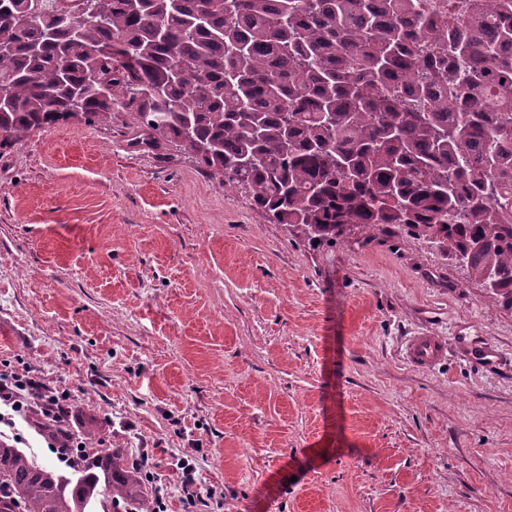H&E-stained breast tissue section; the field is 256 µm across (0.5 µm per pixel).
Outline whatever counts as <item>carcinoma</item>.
Segmentation results:
<instances>
[{
	"label": "carcinoma",
	"mask_w": 512,
	"mask_h": 512,
	"mask_svg": "<svg viewBox=\"0 0 512 512\" xmlns=\"http://www.w3.org/2000/svg\"><path fill=\"white\" fill-rule=\"evenodd\" d=\"M0 0V155L136 113L308 241L396 224L512 310V0H101L98 22ZM81 479L0 438V512H154L116 448Z\"/></svg>",
	"instance_id": "1"
}]
</instances>
